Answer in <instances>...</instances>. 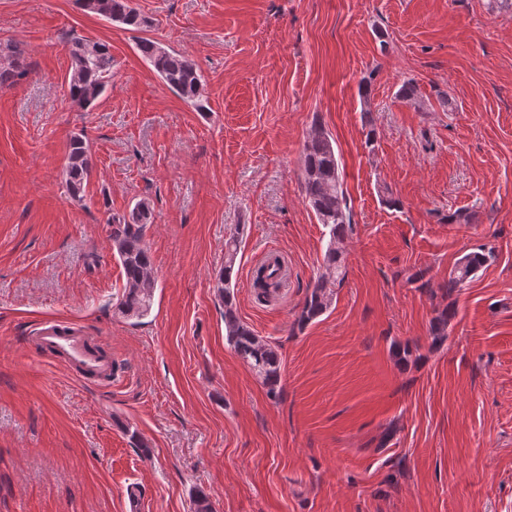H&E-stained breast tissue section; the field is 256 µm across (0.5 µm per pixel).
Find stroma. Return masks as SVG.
Masks as SVG:
<instances>
[{"label": "stroma", "mask_w": 512, "mask_h": 512, "mask_svg": "<svg viewBox=\"0 0 512 512\" xmlns=\"http://www.w3.org/2000/svg\"><path fill=\"white\" fill-rule=\"evenodd\" d=\"M487 2L132 0L149 25L131 30L77 0H0V43L27 64L0 89V512H193L200 490L216 512H512V13ZM75 38L112 49L89 109L68 95ZM143 38L196 64L207 111ZM409 79L420 105L397 95ZM316 121L354 230L331 308L301 328L329 239L300 181ZM77 133L80 203L63 178ZM142 197L158 288L134 325L115 312L110 220ZM237 224V312L281 353L276 398L224 339L214 275ZM479 249L490 260L451 298L410 280L445 283ZM271 252L288 290L261 305L251 272ZM47 318L105 340L111 386L31 347ZM137 48L170 90L181 96L196 111H207L208 97L204 79L187 55L165 48L150 39L139 41ZM91 169L89 146L81 134L74 135L64 168L65 185L72 200L82 201ZM456 314L454 304L449 303L441 310H438V315L435 317L433 329V343L434 348L441 347L448 338V323Z\"/></svg>", "instance_id": "stroma-1"}]
</instances>
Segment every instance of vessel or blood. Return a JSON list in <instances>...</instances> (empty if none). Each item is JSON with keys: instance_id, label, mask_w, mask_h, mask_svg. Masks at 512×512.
<instances>
[{"instance_id": "1", "label": "vessel or blood", "mask_w": 512, "mask_h": 512, "mask_svg": "<svg viewBox=\"0 0 512 512\" xmlns=\"http://www.w3.org/2000/svg\"><path fill=\"white\" fill-rule=\"evenodd\" d=\"M38 350L64 363L83 382L108 383L112 380V358L100 343L80 336L67 323L50 320L36 331Z\"/></svg>"}]
</instances>
